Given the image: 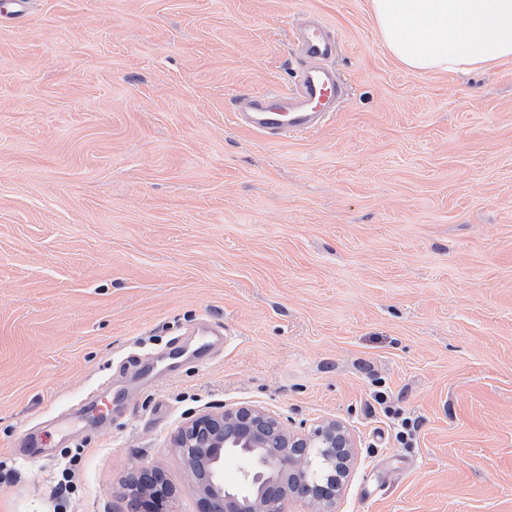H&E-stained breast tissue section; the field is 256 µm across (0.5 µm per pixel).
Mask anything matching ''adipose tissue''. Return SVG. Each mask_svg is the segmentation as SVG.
<instances>
[{
    "label": "adipose tissue",
    "instance_id": "adipose-tissue-1",
    "mask_svg": "<svg viewBox=\"0 0 512 512\" xmlns=\"http://www.w3.org/2000/svg\"><path fill=\"white\" fill-rule=\"evenodd\" d=\"M379 39L408 71L471 73L512 58V0H370Z\"/></svg>",
    "mask_w": 512,
    "mask_h": 512
}]
</instances>
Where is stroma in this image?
<instances>
[{
  "label": "stroma",
  "instance_id": "1",
  "mask_svg": "<svg viewBox=\"0 0 512 512\" xmlns=\"http://www.w3.org/2000/svg\"><path fill=\"white\" fill-rule=\"evenodd\" d=\"M310 16L346 100L242 129ZM209 320L223 346L173 357ZM243 404L349 426L335 512H512V59L410 73L369 0H0V512H131L141 468L199 512L175 438ZM25 428L54 459H22ZM375 401L387 417L398 419V421L400 420L402 430L398 432L397 438L401 444L409 443V441L413 439L417 429L416 422L410 417H403V413L400 412L401 410L391 405L390 401H388V396L384 392H377Z\"/></svg>",
  "mask_w": 512,
  "mask_h": 512
}]
</instances>
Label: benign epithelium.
Wrapping results in <instances>:
<instances>
[{
	"label": "benign epithelium",
	"mask_w": 512,
	"mask_h": 512,
	"mask_svg": "<svg viewBox=\"0 0 512 512\" xmlns=\"http://www.w3.org/2000/svg\"><path fill=\"white\" fill-rule=\"evenodd\" d=\"M177 447L198 481L201 512H288V501L306 499L314 512H333L336 496L350 471L354 440L336 420L310 434L294 433L271 412L238 406L219 414H203L180 431ZM242 462L240 481L224 488V458ZM127 494L147 512H156L170 491L147 470L124 484Z\"/></svg>",
	"instance_id": "7a95c632"
}]
</instances>
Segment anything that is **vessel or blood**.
<instances>
[{"instance_id":"obj_1","label":"vessel or blood","mask_w":512,"mask_h":512,"mask_svg":"<svg viewBox=\"0 0 512 512\" xmlns=\"http://www.w3.org/2000/svg\"><path fill=\"white\" fill-rule=\"evenodd\" d=\"M302 61L295 88L277 93L244 95L236 122L270 137L311 133L324 125L345 96V88L332 64L336 39L320 22L309 19L291 36Z\"/></svg>"}]
</instances>
